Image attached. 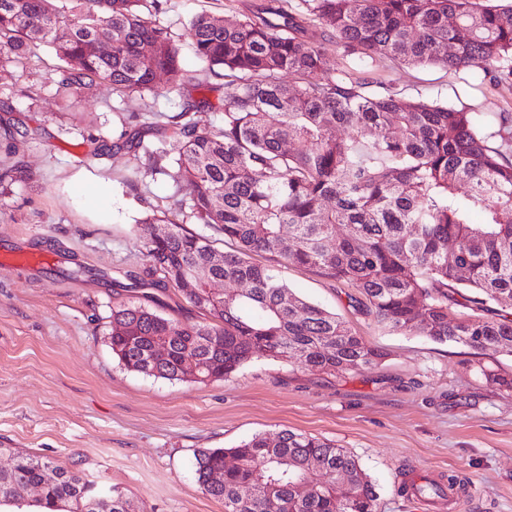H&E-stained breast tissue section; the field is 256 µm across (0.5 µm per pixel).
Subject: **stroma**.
Segmentation results:
<instances>
[{
    "mask_svg": "<svg viewBox=\"0 0 512 512\" xmlns=\"http://www.w3.org/2000/svg\"><path fill=\"white\" fill-rule=\"evenodd\" d=\"M227 3L163 0L158 21L173 31L188 70L196 68L191 17L224 12ZM58 64L39 45L22 64L0 67V167L20 171L0 193V243L22 242L62 260L52 277L0 266V469L12 466L15 452L35 454L118 488L146 512H224L195 481V452L291 429L354 454L381 512H512V395L483 376L512 372V358L390 332L316 272L291 266L284 275L382 347L381 365L329 375L261 360L207 384L125 370L107 323L128 296L130 275L144 268L140 220L191 188L161 174L134 175L143 146L164 142L172 157L181 149L162 124H145L138 94L120 98L91 85L62 104L53 82ZM327 66L369 69L405 96L494 117L512 113V84L490 85L479 71L370 66L356 51L330 53ZM98 138L114 142L111 153L94 154ZM77 264L85 272L75 278ZM407 474L440 483L452 476L465 493L455 508L443 496L422 504L398 494Z\"/></svg>",
    "mask_w": 512,
    "mask_h": 512,
    "instance_id": "obj_1",
    "label": "stroma"
}]
</instances>
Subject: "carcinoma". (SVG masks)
<instances>
[{"mask_svg": "<svg viewBox=\"0 0 512 512\" xmlns=\"http://www.w3.org/2000/svg\"><path fill=\"white\" fill-rule=\"evenodd\" d=\"M159 0H0V63L27 58L42 42L60 61L56 93L88 84L121 96L138 92L154 111L157 80L183 93L171 137L182 144L170 169L162 147L145 150L147 170L192 186L187 199L146 217L145 292L112 307L108 343L124 369L194 383L227 380L269 359L324 373L381 364L385 353L281 275L296 266L356 291V310L396 333L453 342L512 357V126L501 143L481 117L397 92L368 91L354 74L330 73L333 50H362L375 62L480 70L512 82V2L493 0H263L232 16L201 12L190 21L199 66L189 74L180 47L156 20ZM112 42L106 55L99 41ZM150 55L154 68L142 65ZM294 77L290 84L281 75ZM223 77L224 121L198 128L212 107L193 92ZM342 129L340 137L336 131ZM484 220L471 222L472 213ZM204 224L234 245L185 228ZM270 254L276 263L253 261ZM182 288L201 320L157 311L149 289ZM245 288L217 292L207 281ZM165 347L164 356L156 347ZM512 392V375L483 371ZM231 456L233 465L226 464ZM202 493L224 512H378V495L359 460L292 430L234 448L194 454ZM312 488L303 494L298 484ZM21 485L41 489L23 508ZM402 494L442 492L433 480L405 481ZM0 512H144L121 494L96 501L87 482L48 458L18 455L0 470Z\"/></svg>", "mask_w": 512, "mask_h": 512, "instance_id": "obj_1", "label": "carcinoma"}]
</instances>
